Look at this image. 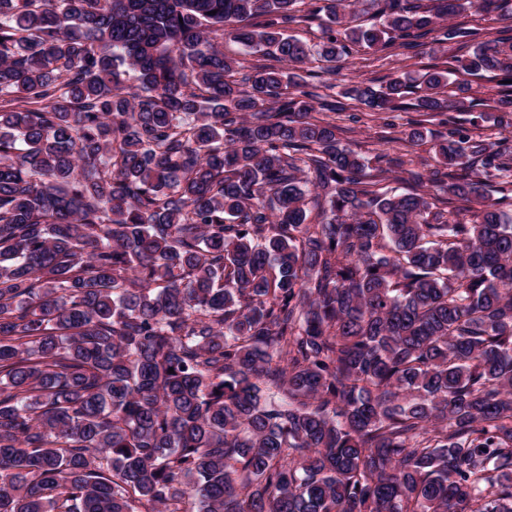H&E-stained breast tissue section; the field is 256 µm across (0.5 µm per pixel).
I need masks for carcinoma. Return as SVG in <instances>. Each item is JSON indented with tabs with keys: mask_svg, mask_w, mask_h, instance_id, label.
Here are the masks:
<instances>
[{
	"mask_svg": "<svg viewBox=\"0 0 512 512\" xmlns=\"http://www.w3.org/2000/svg\"><path fill=\"white\" fill-rule=\"evenodd\" d=\"M491 12L0 0V512H512ZM354 46L440 61L337 94ZM363 106L447 116L411 190L315 117Z\"/></svg>",
	"mask_w": 512,
	"mask_h": 512,
	"instance_id": "1",
	"label": "carcinoma"
}]
</instances>
